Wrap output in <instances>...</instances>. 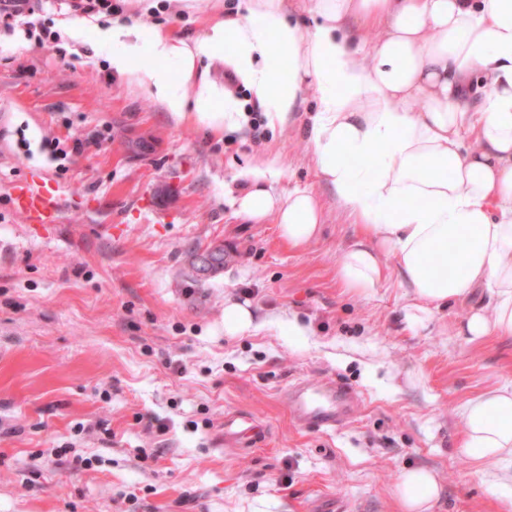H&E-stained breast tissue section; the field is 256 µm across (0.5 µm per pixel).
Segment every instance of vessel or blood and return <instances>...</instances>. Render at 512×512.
I'll use <instances>...</instances> for the list:
<instances>
[{"label": "vessel or blood", "instance_id": "vessel-or-blood-1", "mask_svg": "<svg viewBox=\"0 0 512 512\" xmlns=\"http://www.w3.org/2000/svg\"><path fill=\"white\" fill-rule=\"evenodd\" d=\"M14 200L18 213L28 223L54 221L61 211L59 197L44 193L35 183L16 186ZM356 405L355 395L330 377L312 383L299 380L288 388V409L307 428L336 431L351 418Z\"/></svg>", "mask_w": 512, "mask_h": 512}]
</instances>
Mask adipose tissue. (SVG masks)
I'll return each instance as SVG.
<instances>
[{
	"mask_svg": "<svg viewBox=\"0 0 512 512\" xmlns=\"http://www.w3.org/2000/svg\"><path fill=\"white\" fill-rule=\"evenodd\" d=\"M365 27L378 42L360 38ZM99 41L114 75L213 130L242 128L251 106L286 124L312 92L310 161L360 229L338 260L341 286L375 288L388 254L410 292L409 323L484 288L462 334L512 335V0H247L198 37L116 20ZM217 64L247 98L213 75ZM274 174L265 161L239 172L237 210L274 218L290 246H304L323 207L304 187L271 192ZM462 421V449L512 512V382L468 400ZM397 495L404 512H427L438 481L405 470Z\"/></svg>",
	"mask_w": 512,
	"mask_h": 512,
	"instance_id": "adipose-tissue-1",
	"label": "adipose tissue"
}]
</instances>
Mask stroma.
<instances>
[{"mask_svg": "<svg viewBox=\"0 0 512 512\" xmlns=\"http://www.w3.org/2000/svg\"><path fill=\"white\" fill-rule=\"evenodd\" d=\"M122 6L195 36L224 3ZM111 22L91 16L56 50L0 28V512H401L410 468L437 475L429 512H500L458 451L466 401L512 380V336L458 333L486 290L412 327L392 258L371 291L341 287L359 228L310 163L314 96L259 145L177 121L113 77L96 34ZM269 158L274 193L303 183L324 207L303 247L233 203L237 170ZM31 181L64 199L56 223L17 213L13 188ZM215 243L231 261L196 280L190 251ZM233 302L255 329L225 335ZM326 376L361 399L333 433L299 426L285 401L292 380ZM232 416L264 443L225 442Z\"/></svg>", "mask_w": 512, "mask_h": 512, "instance_id": "stroma-1", "label": "stroma"}]
</instances>
